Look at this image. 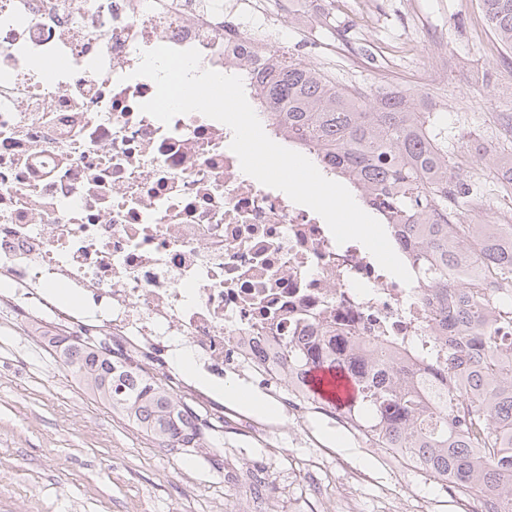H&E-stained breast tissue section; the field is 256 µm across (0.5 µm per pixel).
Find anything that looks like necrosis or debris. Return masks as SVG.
I'll list each match as a JSON object with an SVG mask.
<instances>
[{"label":"necrosis or debris","instance_id":"1","mask_svg":"<svg viewBox=\"0 0 512 512\" xmlns=\"http://www.w3.org/2000/svg\"><path fill=\"white\" fill-rule=\"evenodd\" d=\"M245 24L227 0H0V298L70 334L105 332L176 396L256 377L289 413L288 352L373 346L415 370L447 365L434 298L321 216L244 174L232 130L193 112L163 124L141 53L198 49L239 72L276 9ZM188 356L192 375L173 367Z\"/></svg>","mask_w":512,"mask_h":512}]
</instances>
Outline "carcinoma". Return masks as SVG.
<instances>
[{"label":"carcinoma","mask_w":512,"mask_h":512,"mask_svg":"<svg viewBox=\"0 0 512 512\" xmlns=\"http://www.w3.org/2000/svg\"><path fill=\"white\" fill-rule=\"evenodd\" d=\"M502 47L512 50V0H477ZM253 97L300 149L321 147L336 176L404 241L406 259L434 289L439 335L448 346L441 373L421 376L394 366L382 352L356 375L349 353L325 346L294 349L303 399L332 409L369 448H395L412 466L451 479L484 503V512H512V246L491 224L454 222L459 200L478 188L452 183L448 128L423 99L400 90L336 84L326 73L273 46L249 67ZM512 184V152L492 156ZM489 268L467 288L458 272L468 258ZM68 370L112 411L169 451L198 449V418L148 375H133L88 342L62 349ZM315 367L352 375L358 394L347 406L317 398L308 386Z\"/></svg>","instance_id":"obj_1"}]
</instances>
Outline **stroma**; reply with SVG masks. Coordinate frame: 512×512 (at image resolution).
Segmentation results:
<instances>
[{
  "label": "stroma",
  "mask_w": 512,
  "mask_h": 512,
  "mask_svg": "<svg viewBox=\"0 0 512 512\" xmlns=\"http://www.w3.org/2000/svg\"><path fill=\"white\" fill-rule=\"evenodd\" d=\"M311 0H289L286 26L270 30L271 45H287L289 56L325 69L345 86H394L440 100L448 125L453 179L480 175L492 185L496 172L483 155L503 140L500 102L512 91L470 82L474 67L494 72L512 67V51L501 48L476 0H335L368 13L344 44L326 30L299 19ZM54 319L37 314L16 320L0 302V512H228L248 495L247 486H227L209 455L170 452L113 413L45 346L58 334ZM233 405L213 441L222 457L280 449L272 480L278 498L252 505L251 512H308V500L325 497L330 512L347 486L350 470L367 474L357 492L356 512H384L388 469L357 436L327 415L286 414L276 405L278 427L255 440L241 426ZM331 448L330 473H308L309 448ZM400 512H453L451 495L414 468L404 471Z\"/></svg>",
  "instance_id": "35a3bbf8"
}]
</instances>
